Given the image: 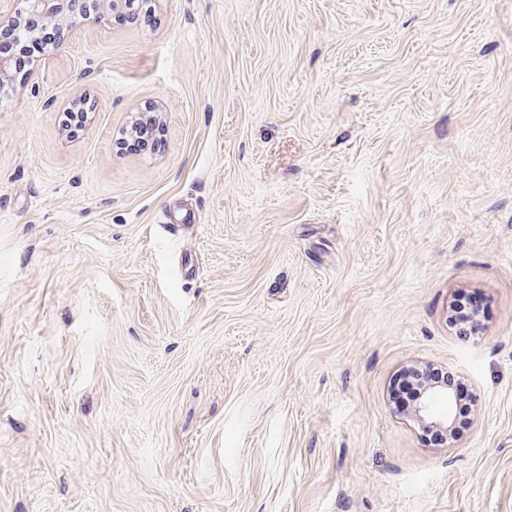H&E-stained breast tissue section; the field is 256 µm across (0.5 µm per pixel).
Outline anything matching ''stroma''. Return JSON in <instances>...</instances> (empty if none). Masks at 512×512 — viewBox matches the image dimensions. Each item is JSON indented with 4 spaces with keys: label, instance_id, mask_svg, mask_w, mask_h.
I'll return each instance as SVG.
<instances>
[{
    "label": "stroma",
    "instance_id": "35a3bbf8",
    "mask_svg": "<svg viewBox=\"0 0 512 512\" xmlns=\"http://www.w3.org/2000/svg\"><path fill=\"white\" fill-rule=\"evenodd\" d=\"M152 10L0 102V512H512V0ZM409 364L468 381L457 440ZM119 134L121 136L119 140L124 143L126 148L134 152L140 153L148 147L149 143L151 150H155L158 146V142L153 136H148L147 132H141L140 125H135V123L125 127ZM442 370H438L437 368H416L411 367L407 369V371L403 374L402 379L398 385V392L395 395L396 403L399 407L407 408L410 404L412 398H414V393L418 387L423 385L424 383L438 379V376ZM437 400L448 401V407L455 402V392L448 384H427L420 390L419 399L412 410V419L424 428H435L449 432L453 428L454 419L451 411L437 415L434 404Z\"/></svg>",
    "mask_w": 512,
    "mask_h": 512
}]
</instances>
